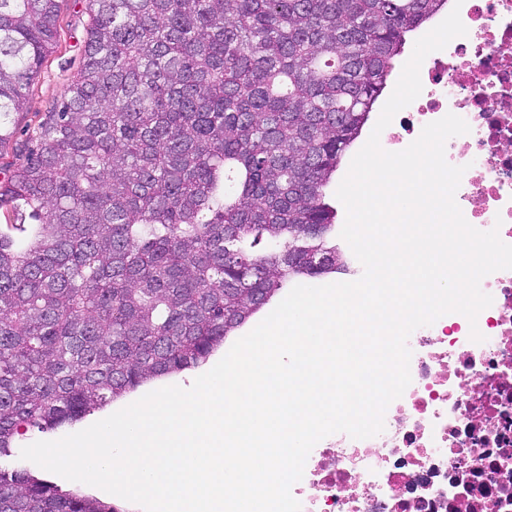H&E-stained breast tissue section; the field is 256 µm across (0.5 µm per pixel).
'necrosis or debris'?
<instances>
[{
	"label": "necrosis or debris",
	"mask_w": 512,
	"mask_h": 512,
	"mask_svg": "<svg viewBox=\"0 0 512 512\" xmlns=\"http://www.w3.org/2000/svg\"><path fill=\"white\" fill-rule=\"evenodd\" d=\"M460 18L466 35L424 59L421 94L380 144L397 152L426 124L463 118L469 133L445 147L465 169L456 202L512 245V0H463ZM481 288L493 303L476 324L452 313L411 333L412 382L381 434L315 445L292 488L301 512H512V270Z\"/></svg>",
	"instance_id": "obj_1"
}]
</instances>
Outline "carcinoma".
Segmentation results:
<instances>
[{
  "label": "carcinoma",
  "mask_w": 512,
  "mask_h": 512,
  "mask_svg": "<svg viewBox=\"0 0 512 512\" xmlns=\"http://www.w3.org/2000/svg\"><path fill=\"white\" fill-rule=\"evenodd\" d=\"M445 2L88 0L69 97L0 181L33 220L0 224V456L200 367L287 282L346 270L328 187ZM58 10L0 0V147ZM0 512L123 510L0 468Z\"/></svg>",
  "instance_id": "cac0c4a2"
}]
</instances>
